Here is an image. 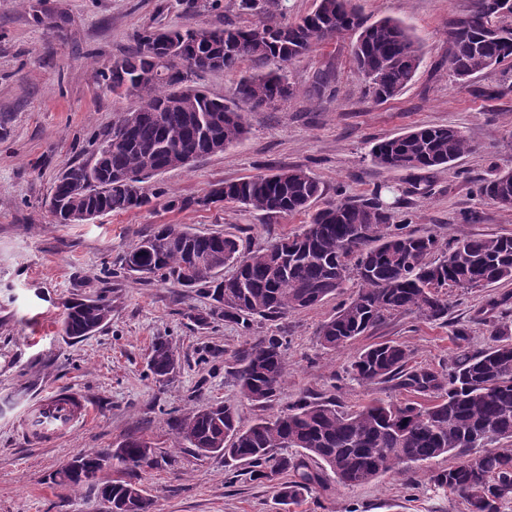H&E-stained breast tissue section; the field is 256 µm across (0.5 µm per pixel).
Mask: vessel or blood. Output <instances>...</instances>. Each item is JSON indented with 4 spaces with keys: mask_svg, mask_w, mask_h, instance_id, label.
Segmentation results:
<instances>
[{
    "mask_svg": "<svg viewBox=\"0 0 512 512\" xmlns=\"http://www.w3.org/2000/svg\"><path fill=\"white\" fill-rule=\"evenodd\" d=\"M93 408L75 389L57 388L41 395L26 414L23 435L34 444H48L91 420Z\"/></svg>",
    "mask_w": 512,
    "mask_h": 512,
    "instance_id": "obj_1",
    "label": "vessel or blood"
}]
</instances>
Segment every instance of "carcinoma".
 <instances>
[{
    "instance_id": "1",
    "label": "carcinoma",
    "mask_w": 512,
    "mask_h": 512,
    "mask_svg": "<svg viewBox=\"0 0 512 512\" xmlns=\"http://www.w3.org/2000/svg\"><path fill=\"white\" fill-rule=\"evenodd\" d=\"M503 0H471L468 9L448 20V69L466 83L490 69L512 71V6ZM240 9L258 17L250 25L232 21L204 33L196 28L166 29L156 37L149 29L139 47L102 72L112 92L123 95L142 74L152 78L141 88L149 100L122 113L103 134L93 163H68L61 170L48 204L52 221L70 224L93 208L95 216L122 213L152 202L141 184L177 167L178 156L220 153L248 133L245 112L290 99L296 88L286 66L323 41L351 34V56L368 89L379 100L400 94L413 80L421 52L401 22L382 18L371 25L353 0H316L315 10L297 20L264 9L261 0H240ZM262 37L254 38V30ZM202 71H235L247 61L252 72L236 83L235 100L227 104L202 90L183 92L189 81L185 63ZM331 70L316 73L311 97L322 101L332 91ZM126 130V143L113 146V130ZM473 150L469 138L452 126L416 127L377 143L372 161L386 169L408 172V193L427 196L433 175ZM132 176V192L112 179ZM221 200L269 217L307 213L323 195L321 183L302 168L258 173L220 185ZM479 200L498 204L512 197V169H493L477 184ZM392 204L378 188L361 201L336 200L311 216L301 233L280 237L257 249L242 250L222 234L200 235L178 224H162L139 239L120 258L119 269L139 273L130 264L140 259L145 276L200 288L211 298V316L251 328L255 317L279 319L306 310L339 294L350 279L357 291L341 301L336 314L318 332L321 344L339 350L395 313L414 314L429 322L448 320L445 289L487 288L512 281V235L459 238L441 245L436 234H418L394 223ZM442 252L438 259L433 258ZM232 274L224 275V268ZM111 305L102 298L79 300L67 307L64 335L80 339L108 323ZM494 344L470 349L467 333L456 331V348L448 366L410 364L411 352L394 341L365 347L350 371L365 386L392 381L410 394L428 398L394 403L373 399L346 410L336 398L302 396L273 419L240 426L237 406L226 402L191 409L170 419L176 438L202 456H221L249 466L250 477L269 474L288 479L275 486L283 505L325 489L334 480L344 486L369 484L386 473L413 482L411 465L450 452L460 457L451 468L429 474L437 490L451 491L468 512H502L512 501V322L494 324ZM178 355L167 340L151 348L148 367L163 382L176 369ZM288 375L284 343L267 336L246 351L237 369L239 390L252 402H266L283 389ZM284 448L296 449L288 456ZM110 457L124 478L103 476L100 461ZM155 464V448L130 437L117 448H98L72 458L55 473L54 483L73 492L87 490L108 502L111 512H152L153 499L141 488L144 463Z\"/></svg>"
}]
</instances>
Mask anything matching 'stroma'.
<instances>
[{
  "instance_id": "obj_1",
  "label": "stroma",
  "mask_w": 512,
  "mask_h": 512,
  "mask_svg": "<svg viewBox=\"0 0 512 512\" xmlns=\"http://www.w3.org/2000/svg\"><path fill=\"white\" fill-rule=\"evenodd\" d=\"M353 2L366 23L400 21L422 49L415 77L399 95L386 101L371 95L353 65L349 38L317 44L286 67L295 97L246 113L249 133L239 144L148 179L152 206L56 224L47 203L62 167L92 161L102 134L137 104L107 91L102 71L134 51L145 30L216 28L229 20L247 25L254 17L240 10L239 0H0V512H109L108 503L72 493L53 476L73 456L118 447L131 436L156 450L155 464L141 477L154 512H281L271 483L250 479L244 463L201 457L179 444L169 418L227 401L246 427L304 395L334 397L348 409L374 397L405 402L409 393L393 383L360 386L346 376V366L367 345L395 341L407 345L416 362L442 367L459 327L473 347L489 344L499 316L489 304L512 299V282L450 288L447 323L397 314L332 351L321 346L318 331L339 297L276 321L255 319L247 332L212 315V301L199 289L138 281L118 270L128 246L161 224L233 235L254 249L300 233L307 222L303 214L270 220L236 204L195 205L224 182L300 167L321 183L322 207L340 196L369 198L382 183L404 185L407 171L376 166L369 150L416 126L459 127L475 149L436 174L431 195L405 197L397 219L445 242L512 234V209L475 195L491 166L512 168V78L489 70L458 85L448 72V20L469 0ZM326 68L335 74L336 93L318 104L306 90ZM163 191L189 200V207L166 209ZM98 297L111 304L110 321L82 340L64 336L67 303ZM267 336L286 344L288 382L257 403L241 397L231 369L242 351ZM159 337L170 340L179 357L163 383L148 369ZM56 388L85 393L95 418L54 445H29L19 421L40 393ZM428 470L416 469L410 484L390 473L367 485L334 484L292 512H468L459 497L430 487Z\"/></svg>"
}]
</instances>
